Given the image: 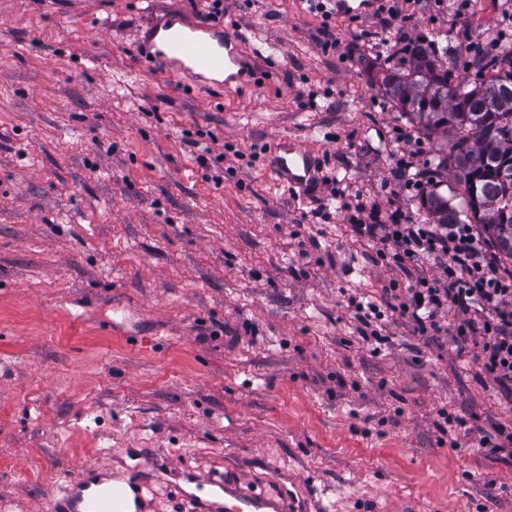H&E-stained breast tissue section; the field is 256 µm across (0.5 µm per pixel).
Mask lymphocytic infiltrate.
<instances>
[{"label": "lymphocytic infiltrate", "instance_id": "lymphocytic-infiltrate-1", "mask_svg": "<svg viewBox=\"0 0 512 512\" xmlns=\"http://www.w3.org/2000/svg\"><path fill=\"white\" fill-rule=\"evenodd\" d=\"M329 196L341 199L355 237L377 248L411 278L408 290L390 284L387 306L407 316L416 333L441 332V315L461 314L453 341L458 348L479 347L482 370L501 387H512V268L482 245L469 224H418L401 208L381 209L364 197L345 201L335 177H324ZM437 265L442 275L426 277L423 266Z\"/></svg>", "mask_w": 512, "mask_h": 512}]
</instances>
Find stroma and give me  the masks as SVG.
I'll return each instance as SVG.
<instances>
[{"label": "stroma", "instance_id": "1", "mask_svg": "<svg viewBox=\"0 0 512 512\" xmlns=\"http://www.w3.org/2000/svg\"><path fill=\"white\" fill-rule=\"evenodd\" d=\"M226 6L255 82L199 91L141 67L140 46L170 16L203 24L202 0H0V512H43L77 464L157 455L173 468L151 512H188L174 486L214 471L290 478L319 512H512V399L456 348L457 314L415 333L383 296L409 280L342 211L313 218L322 186L298 198L265 166L297 138L323 174L427 223L391 170L441 139L364 73L390 53L377 19ZM505 8L422 0L407 39L448 67L512 39ZM215 138L241 154L218 184ZM353 295L380 309L378 339Z\"/></svg>", "mask_w": 512, "mask_h": 512}]
</instances>
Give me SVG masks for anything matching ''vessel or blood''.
<instances>
[{"mask_svg": "<svg viewBox=\"0 0 512 512\" xmlns=\"http://www.w3.org/2000/svg\"><path fill=\"white\" fill-rule=\"evenodd\" d=\"M240 35L225 34L221 44L200 35L177 18L155 26L148 37L146 58L164 65L173 76L201 82L206 73L220 72L225 84L234 83L240 66ZM270 171L291 189H306L314 180L317 159L299 140L281 138L268 157ZM194 488L185 497L191 512H317L299 507L286 493L245 490L232 484L224 474L195 475ZM153 496L150 480L116 482L112 469L84 465L50 496V512H149Z\"/></svg>", "mask_w": 512, "mask_h": 512, "instance_id": "obj_1", "label": "vessel or blood"}]
</instances>
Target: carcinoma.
<instances>
[{
  "mask_svg": "<svg viewBox=\"0 0 512 512\" xmlns=\"http://www.w3.org/2000/svg\"><path fill=\"white\" fill-rule=\"evenodd\" d=\"M488 79L473 83L438 66L432 47L417 43L381 67L383 94L419 134H442L435 169L419 201L433 224L482 225L498 253L512 261V49L492 55ZM451 174L466 208L438 191Z\"/></svg>",
  "mask_w": 512,
  "mask_h": 512,
  "instance_id": "obj_1",
  "label": "carcinoma"
}]
</instances>
